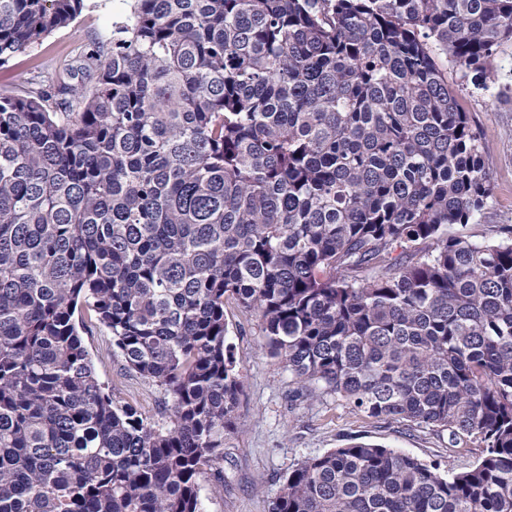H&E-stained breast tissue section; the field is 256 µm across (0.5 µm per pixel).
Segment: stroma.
<instances>
[{"label": "stroma", "instance_id": "35a3bbf8", "mask_svg": "<svg viewBox=\"0 0 512 512\" xmlns=\"http://www.w3.org/2000/svg\"><path fill=\"white\" fill-rule=\"evenodd\" d=\"M129 10L128 0H87L72 24L0 66V93L18 90L22 78L33 73L63 71L89 44L109 41L113 22ZM491 72L495 81L486 89L474 86L461 72H448L460 109L480 135L491 181L485 209L462 229L467 239L477 243L497 238L500 225L512 224V43L499 49ZM225 315L242 368L241 428L224 442L223 492L214 493L212 478L200 481L204 512H269L288 474L302 461L352 443L392 448L439 464L445 473L462 471L478 459L480 450L474 444L449 447L447 433L406 421L378 420L332 395L296 398L298 386L291 374L262 346L257 318L232 301L226 304ZM82 317L83 342L116 402L164 421L163 390L126 370L109 332L90 311H83Z\"/></svg>", "mask_w": 512, "mask_h": 512}]
</instances>
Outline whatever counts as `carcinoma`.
I'll use <instances>...</instances> for the list:
<instances>
[{
    "mask_svg": "<svg viewBox=\"0 0 512 512\" xmlns=\"http://www.w3.org/2000/svg\"><path fill=\"white\" fill-rule=\"evenodd\" d=\"M85 0H0V65ZM512 0H131L0 94V512H203L243 395L224 306L301 389L482 448L354 443L270 512H512V226L448 65L483 89ZM166 420L119 405L79 307Z\"/></svg>",
    "mask_w": 512,
    "mask_h": 512,
    "instance_id": "carcinoma-1",
    "label": "carcinoma"
}]
</instances>
